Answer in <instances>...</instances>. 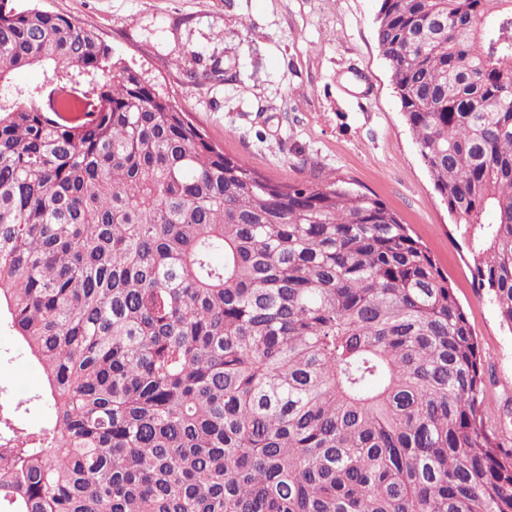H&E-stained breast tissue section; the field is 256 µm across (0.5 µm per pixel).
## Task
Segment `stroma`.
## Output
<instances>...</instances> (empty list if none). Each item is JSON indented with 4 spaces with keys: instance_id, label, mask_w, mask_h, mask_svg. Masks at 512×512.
I'll return each mask as SVG.
<instances>
[{
    "instance_id": "stroma-1",
    "label": "stroma",
    "mask_w": 512,
    "mask_h": 512,
    "mask_svg": "<svg viewBox=\"0 0 512 512\" xmlns=\"http://www.w3.org/2000/svg\"><path fill=\"white\" fill-rule=\"evenodd\" d=\"M93 30L225 153L283 184L333 175L376 196L430 252L484 355L483 415L512 418V330L434 189L375 39L379 0H13ZM43 376L0 326V387Z\"/></svg>"
}]
</instances>
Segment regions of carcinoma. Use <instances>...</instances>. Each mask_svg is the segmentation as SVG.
I'll use <instances>...</instances> for the list:
<instances>
[{
	"instance_id": "cac0c4a2",
	"label": "carcinoma",
	"mask_w": 512,
	"mask_h": 512,
	"mask_svg": "<svg viewBox=\"0 0 512 512\" xmlns=\"http://www.w3.org/2000/svg\"><path fill=\"white\" fill-rule=\"evenodd\" d=\"M376 40L512 330V0H380ZM0 318L45 378L0 398V512H512L479 342L405 225L332 176L256 175L12 0Z\"/></svg>"
}]
</instances>
